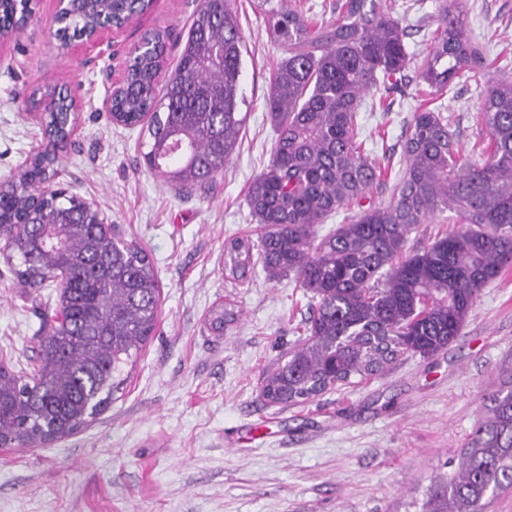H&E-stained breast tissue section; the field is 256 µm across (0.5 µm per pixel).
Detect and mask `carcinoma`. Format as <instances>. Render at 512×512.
Returning <instances> with one entry per match:
<instances>
[{
	"label": "carcinoma",
	"instance_id": "carcinoma-1",
	"mask_svg": "<svg viewBox=\"0 0 512 512\" xmlns=\"http://www.w3.org/2000/svg\"><path fill=\"white\" fill-rule=\"evenodd\" d=\"M268 34L286 57L273 72L267 108L277 131L271 164L250 184L247 205L258 241L224 243V268L245 280L261 267L270 282L292 277L312 302L307 336L262 380L271 406H297L337 385L391 368L404 356L432 357L462 333L482 288L512 266V80L487 82L480 118L484 159L464 166L442 112L422 108L409 123L397 194L320 236L317 226L360 203L383 171L359 140L357 112L370 90L411 62L391 0H344L336 20L317 23L286 0H263ZM235 0H200L176 68L163 76L151 54L131 52L126 88L112 121L147 125V167L168 182L204 189L231 162L240 116L243 36ZM440 33L418 66L433 99L484 59L460 11L444 2ZM77 6L67 30L90 26ZM68 112L50 118L49 148L16 184L0 191V243L20 258L18 282L58 285L55 314L38 361L15 372L0 363V447L25 448L77 430L119 388L116 378L156 329L159 282L149 256L95 224L48 184L65 143ZM453 210L459 228L420 249L410 234ZM239 312L213 308L224 332ZM489 415L460 450L457 467L428 486L421 512H489L512 491V375L486 397Z\"/></svg>",
	"mask_w": 512,
	"mask_h": 512
}]
</instances>
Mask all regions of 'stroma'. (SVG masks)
I'll return each mask as SVG.
<instances>
[{
	"label": "stroma",
	"mask_w": 512,
	"mask_h": 512,
	"mask_svg": "<svg viewBox=\"0 0 512 512\" xmlns=\"http://www.w3.org/2000/svg\"><path fill=\"white\" fill-rule=\"evenodd\" d=\"M261 0H236L245 40V121L223 176L184 191L151 174L145 127L114 124L103 109L128 51L148 33L168 35L173 71L199 0H153L113 35L111 54L61 50L53 0L0 43V181L18 174L44 143L25 109L53 86L81 108L60 154L54 187L92 202L113 233L145 251L160 285L156 333L108 404L78 431L43 445L0 448V512H418L423 492L459 454L486 412L485 397L512 374V269L482 289L461 336L430 358L402 357L389 371L334 388L313 402L265 403L261 383L305 336L310 302L294 279L263 273L238 282L224 271L225 240L255 236L246 194L272 160L266 108L284 58L270 39ZM485 74L454 79L437 104L466 162L480 159L478 121L488 78L512 79V0H462ZM440 0H393L414 64L381 104H362L365 148L388 172L367 195L387 204L404 166L413 113L428 103L418 62L439 26ZM58 290L22 287L0 256V360L38 356ZM240 312L225 333L210 311Z\"/></svg>",
	"instance_id": "35a3bbf8"
}]
</instances>
